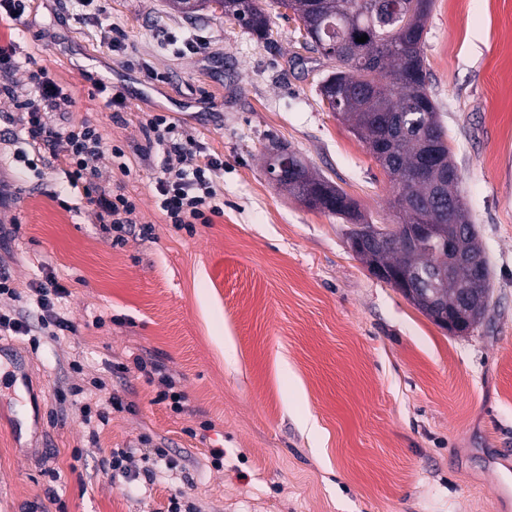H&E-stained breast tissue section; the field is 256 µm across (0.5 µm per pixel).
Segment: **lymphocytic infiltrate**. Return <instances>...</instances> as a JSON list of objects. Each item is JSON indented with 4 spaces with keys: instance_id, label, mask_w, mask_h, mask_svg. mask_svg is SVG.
Returning <instances> with one entry per match:
<instances>
[{
    "instance_id": "lymphocytic-infiltrate-1",
    "label": "lymphocytic infiltrate",
    "mask_w": 512,
    "mask_h": 512,
    "mask_svg": "<svg viewBox=\"0 0 512 512\" xmlns=\"http://www.w3.org/2000/svg\"><path fill=\"white\" fill-rule=\"evenodd\" d=\"M0 94L14 99L24 110L23 126L28 142L60 158L69 187L81 190L86 201L97 209L103 231L111 235L113 244H122L129 230L128 216L136 206L126 194L110 195L99 191L87 178L104 154L105 142L98 129L87 123L77 129L52 121V113L67 106L70 97L47 72L34 76L29 92L21 94L15 88L4 86ZM143 131L144 158H151L156 152L163 155L155 181V199L168 223L188 230L197 224L212 223L214 216L222 212L212 180L221 165L220 160L213 157L199 161L198 146L179 137L175 124L168 122L166 116H148ZM68 294V289L57 281L53 272H46L30 288L29 302L35 308L34 319L0 314V333L25 336L34 332L44 336L76 333V325L66 317L62 307Z\"/></svg>"
}]
</instances>
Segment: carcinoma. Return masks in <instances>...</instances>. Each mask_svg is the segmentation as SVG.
<instances>
[{"instance_id":"cac0c4a2","label":"carcinoma","mask_w":512,"mask_h":512,"mask_svg":"<svg viewBox=\"0 0 512 512\" xmlns=\"http://www.w3.org/2000/svg\"><path fill=\"white\" fill-rule=\"evenodd\" d=\"M242 27L266 36L269 15L260 0H215ZM385 6L384 24L371 21L359 0H277L303 24L306 44L336 63V68L319 85L322 101L333 112L344 113L353 130L369 146L383 145L388 157V176L395 190L393 207L399 223L411 225L419 213L431 224L460 229L455 234L457 261L446 280L437 278L442 253L434 244L410 248L400 237L392 238L377 254V261L422 281H434L430 295L455 310L462 289L478 275L490 281L482 242L471 223L461 195V174L447 141L435 101L428 92L423 55L425 23L433 0H416L418 7L406 17L404 2L390 0ZM368 36L364 43L356 38ZM400 47L392 51L389 46ZM429 160L433 169L416 181L412 174ZM303 179L313 194L325 199L323 211L347 218L343 206L346 193L329 179L303 167ZM409 207L402 208L401 198ZM492 295L470 299V315L463 320L464 333L481 325L491 306Z\"/></svg>"}]
</instances>
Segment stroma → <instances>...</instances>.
I'll return each instance as SVG.
<instances>
[{"instance_id": "obj_1", "label": "stroma", "mask_w": 512, "mask_h": 512, "mask_svg": "<svg viewBox=\"0 0 512 512\" xmlns=\"http://www.w3.org/2000/svg\"><path fill=\"white\" fill-rule=\"evenodd\" d=\"M263 2L265 39L214 5L188 17L167 0H100L80 23L72 0H34L0 22V46L22 63L0 85L24 92L31 74H53L72 98L60 120L96 126L109 147L98 184L123 186L132 221L153 228L113 245L0 96V180L12 191L0 225L20 224L0 246L16 290L0 314L26 306L46 262L78 328L36 348L0 335V357L29 371L40 404L28 427L27 393L0 388V512H164L175 493L193 512H512V10L434 0L426 21L427 87L493 292L487 320L454 335L348 253L345 220L268 174V154L285 148L370 222L397 221L388 175L319 96L332 60ZM187 38L200 49L183 51ZM94 77L125 88V106L93 92ZM156 113L223 163L213 180L224 213L190 232L165 222L139 153ZM139 356L173 376L184 411L156 402L161 386L133 368ZM111 361L118 371L106 372ZM97 379L125 408L93 428L84 403L59 396L76 386L95 402ZM157 447L178 466L151 489L118 486L103 468L126 448L142 469Z\"/></svg>"}]
</instances>
